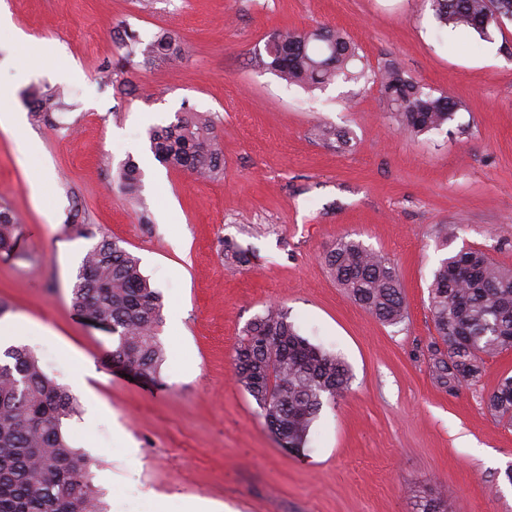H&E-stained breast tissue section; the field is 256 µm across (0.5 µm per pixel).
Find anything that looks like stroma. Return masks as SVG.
<instances>
[{"mask_svg": "<svg viewBox=\"0 0 512 512\" xmlns=\"http://www.w3.org/2000/svg\"><path fill=\"white\" fill-rule=\"evenodd\" d=\"M1 112H27L24 90L61 88L50 126L0 130V203L20 218L25 260L0 257V301L32 335L44 373L75 391L65 420L92 460L107 512H145L162 495L234 512H415L442 491L447 512H512V426L485 399L512 375V350L486 359L453 393L434 383L424 350L436 331L429 287L440 261L479 250L512 269V21L492 41L436 19L428 0H0ZM327 27L357 47L355 81L315 88L254 69L267 35ZM174 33L187 57L129 72L126 95L101 84L120 38ZM48 53L25 56L21 37ZM396 64L424 91L460 104L453 121L399 132L374 76ZM210 113L224 173L202 181L160 163L148 132L186 109ZM328 123L347 142L318 134ZM139 163L131 201L112 184ZM141 260L165 311L157 380L112 364L111 334L71 305L92 242L67 224L72 201ZM346 236L396 267L407 317L387 325L331 278L324 255ZM249 260H225L224 242ZM270 304L350 367L349 392L324 403L307 448H282L235 381L245 324ZM92 417L91 434L80 425Z\"/></svg>", "mask_w": 512, "mask_h": 512, "instance_id": "1", "label": "stroma"}]
</instances>
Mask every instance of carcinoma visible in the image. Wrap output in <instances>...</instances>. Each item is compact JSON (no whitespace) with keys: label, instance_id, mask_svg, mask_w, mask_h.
I'll return each instance as SVG.
<instances>
[{"label":"carcinoma","instance_id":"1","mask_svg":"<svg viewBox=\"0 0 512 512\" xmlns=\"http://www.w3.org/2000/svg\"><path fill=\"white\" fill-rule=\"evenodd\" d=\"M438 21L487 41L498 29L493 7L512 0H429ZM271 50L253 65L288 83L316 87L342 76L357 78L349 65L356 45L345 34L323 29L320 37L280 28L270 34ZM123 55L103 67L106 83L120 92L130 89L129 69L143 68L185 52L170 32L143 43L124 33ZM380 90L398 128L424 134L453 120L457 101L425 92L395 64L380 75ZM33 123L48 124L62 107L61 94L31 85L23 92ZM150 150L160 162L183 168L202 179H215L224 159L215 122L204 112H178L168 124L149 131ZM114 181L135 199L141 171L128 159ZM71 223L85 238L96 236L77 196H71ZM18 218L0 203V254L15 252ZM324 262L349 297L380 322L397 325L406 316L399 276L385 257L352 239L341 237ZM73 308L114 336L112 361L139 375L154 376L165 360L159 340L163 322L160 293L144 275L140 259L119 242L102 237L84 255L71 286ZM429 310L436 337L427 345L431 376L454 392L478 378L487 357L512 350V270L478 251L442 260L430 287ZM238 385L258 407L267 427L289 448L306 445L324 401L350 390L352 374L336 355L311 344L289 321L288 310L269 306L242 331L235 350ZM489 410L512 425V376L486 398ZM77 414L72 395L42 370L24 346L0 350V512H105L92 483L91 459L73 448L63 422ZM443 494L420 499L416 512H444Z\"/></svg>","mask_w":512,"mask_h":512}]
</instances>
